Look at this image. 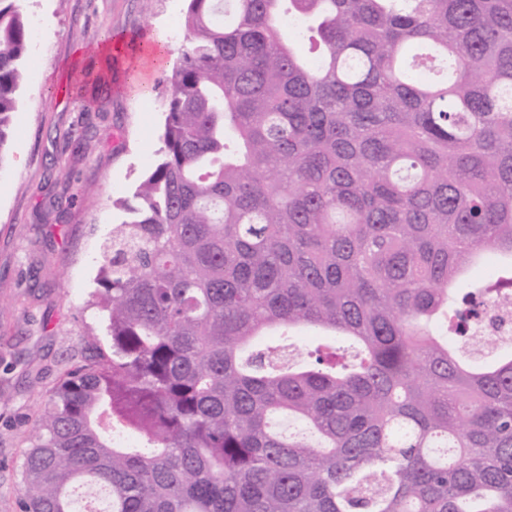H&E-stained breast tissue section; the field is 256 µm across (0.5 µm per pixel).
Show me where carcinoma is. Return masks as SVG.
I'll use <instances>...</instances> for the list:
<instances>
[{
    "instance_id": "carcinoma-1",
    "label": "carcinoma",
    "mask_w": 512,
    "mask_h": 512,
    "mask_svg": "<svg viewBox=\"0 0 512 512\" xmlns=\"http://www.w3.org/2000/svg\"><path fill=\"white\" fill-rule=\"evenodd\" d=\"M162 147L103 245L21 512H512V352L461 362L512 258V0H188ZM0 0V158L25 78ZM353 339L300 364L259 341ZM277 416L303 421L287 435Z\"/></svg>"
}]
</instances>
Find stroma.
<instances>
[{
    "label": "stroma",
    "instance_id": "obj_1",
    "mask_svg": "<svg viewBox=\"0 0 512 512\" xmlns=\"http://www.w3.org/2000/svg\"><path fill=\"white\" fill-rule=\"evenodd\" d=\"M187 0H26V79L0 154V512H20L18 471L64 374L91 354L101 246L156 159L163 72L185 37ZM165 43L149 94L137 59L107 41Z\"/></svg>",
    "mask_w": 512,
    "mask_h": 512
}]
</instances>
